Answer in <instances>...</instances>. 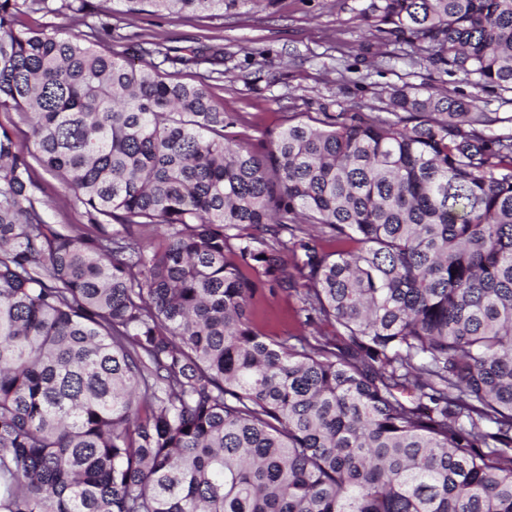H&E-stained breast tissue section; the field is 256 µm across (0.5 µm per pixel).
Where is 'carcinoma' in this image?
I'll list each match as a JSON object with an SVG mask.
<instances>
[{
  "label": "carcinoma",
  "instance_id": "carcinoma-1",
  "mask_svg": "<svg viewBox=\"0 0 512 512\" xmlns=\"http://www.w3.org/2000/svg\"><path fill=\"white\" fill-rule=\"evenodd\" d=\"M64 10L85 30L22 21ZM367 12L512 91V0ZM104 14L0 0V111L29 126H0V512H512V116L402 87L389 117L231 136L163 72L222 47L137 66ZM36 164L87 227L49 222ZM261 285L297 293L295 331L258 329Z\"/></svg>",
  "mask_w": 512,
  "mask_h": 512
}]
</instances>
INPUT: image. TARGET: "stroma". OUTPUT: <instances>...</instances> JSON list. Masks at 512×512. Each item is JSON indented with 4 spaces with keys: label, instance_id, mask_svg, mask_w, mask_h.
Segmentation results:
<instances>
[{
    "label": "stroma",
    "instance_id": "1",
    "mask_svg": "<svg viewBox=\"0 0 512 512\" xmlns=\"http://www.w3.org/2000/svg\"><path fill=\"white\" fill-rule=\"evenodd\" d=\"M369 0H238L223 16L191 18L128 13L124 0H105L112 29L125 39L114 49L126 61L140 59L142 40L168 46L224 47V75L206 64L167 68L169 81L206 82L213 101L237 114V132L251 136L288 120L322 112L384 114L388 93L402 86L427 87L452 98L476 100L485 112L512 115V92L483 90L460 74L419 63L415 46L388 42L364 16ZM47 215L55 224L83 226L87 218L57 175L37 167ZM295 293L268 294L255 306L254 320L269 336L293 329Z\"/></svg>",
    "mask_w": 512,
    "mask_h": 512
}]
</instances>
